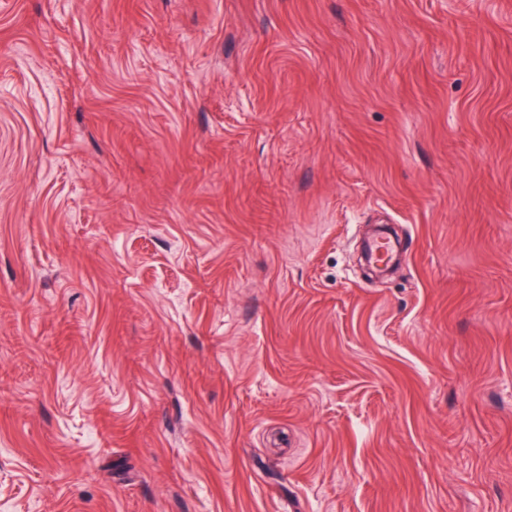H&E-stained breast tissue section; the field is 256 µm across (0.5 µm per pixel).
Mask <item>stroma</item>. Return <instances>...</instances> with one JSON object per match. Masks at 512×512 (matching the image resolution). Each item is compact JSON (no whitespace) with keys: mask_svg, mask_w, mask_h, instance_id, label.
I'll return each instance as SVG.
<instances>
[{"mask_svg":"<svg viewBox=\"0 0 512 512\" xmlns=\"http://www.w3.org/2000/svg\"><path fill=\"white\" fill-rule=\"evenodd\" d=\"M0 512H512V0H0Z\"/></svg>","mask_w":512,"mask_h":512,"instance_id":"stroma-1","label":"stroma"}]
</instances>
